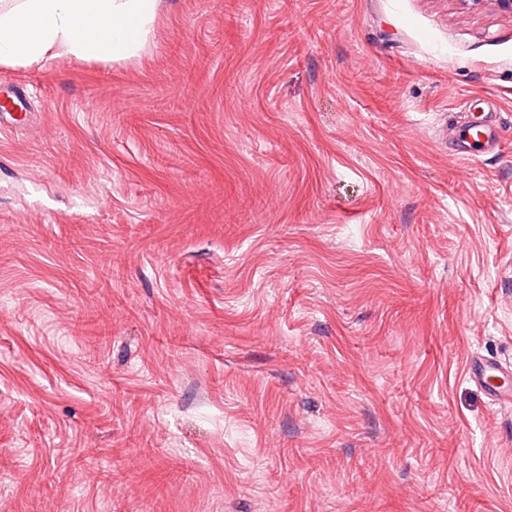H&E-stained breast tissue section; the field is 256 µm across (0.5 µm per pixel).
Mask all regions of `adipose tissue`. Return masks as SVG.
<instances>
[{"instance_id": "1", "label": "adipose tissue", "mask_w": 512, "mask_h": 512, "mask_svg": "<svg viewBox=\"0 0 512 512\" xmlns=\"http://www.w3.org/2000/svg\"><path fill=\"white\" fill-rule=\"evenodd\" d=\"M161 0H0V65L119 62L144 50Z\"/></svg>"}]
</instances>
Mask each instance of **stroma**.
I'll list each match as a JSON object with an SVG mask.
<instances>
[{
	"mask_svg": "<svg viewBox=\"0 0 512 512\" xmlns=\"http://www.w3.org/2000/svg\"><path fill=\"white\" fill-rule=\"evenodd\" d=\"M164 5L0 66V512H512V14ZM456 139L466 149V159L476 160L486 150L485 147L493 140L492 128L487 125L485 130V137L481 138V131L473 129L470 125L461 124L456 127ZM469 373L470 378L480 387L484 389L493 387L494 389H491L492 396L497 400L508 399L511 401L510 389L508 386H505V382L499 386L490 382L492 377L505 378V373H508L500 364H492L482 359H473L470 364Z\"/></svg>",
	"mask_w": 512,
	"mask_h": 512,
	"instance_id": "1",
	"label": "stroma"
}]
</instances>
